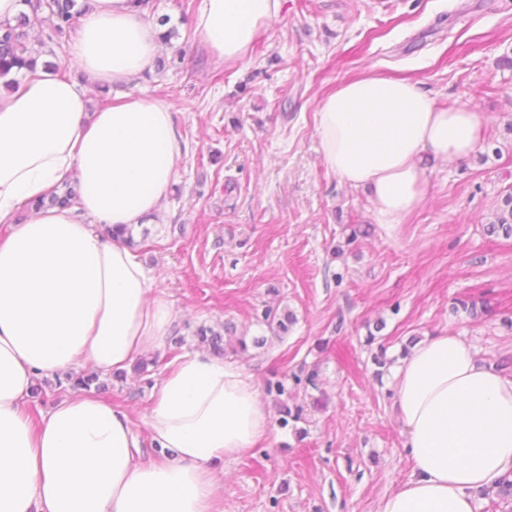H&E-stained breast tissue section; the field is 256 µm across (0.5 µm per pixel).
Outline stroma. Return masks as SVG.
Returning <instances> with one entry per match:
<instances>
[{"label":"stroma","instance_id":"stroma-1","mask_svg":"<svg viewBox=\"0 0 512 512\" xmlns=\"http://www.w3.org/2000/svg\"><path fill=\"white\" fill-rule=\"evenodd\" d=\"M199 4L159 0L177 32L163 55L182 48L180 67L108 91L167 101L180 133L176 189L134 236L183 343L164 342L144 374H99L94 393L128 409L144 436L154 387L172 357L199 350V327L228 322L246 340L265 337L238 360L256 382L307 363L320 369L318 386L297 392L299 427L275 428L268 447L225 462L226 512H377L412 474L391 378L374 376L377 346L391 357L411 338L451 334L512 379V330L501 324L512 315V238L484 230L512 186V68L502 63L512 0H284L249 58L231 66L198 42ZM370 70L489 120L469 157L426 159L428 194L401 224L378 223L368 193L331 175L319 152V100ZM356 224L371 234L347 244ZM470 297L492 315L452 313ZM268 306L294 315L286 334L262 323Z\"/></svg>","mask_w":512,"mask_h":512}]
</instances>
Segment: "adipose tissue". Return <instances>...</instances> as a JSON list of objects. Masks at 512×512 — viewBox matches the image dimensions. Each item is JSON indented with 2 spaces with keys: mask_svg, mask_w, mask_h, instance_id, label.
<instances>
[{
  "mask_svg": "<svg viewBox=\"0 0 512 512\" xmlns=\"http://www.w3.org/2000/svg\"><path fill=\"white\" fill-rule=\"evenodd\" d=\"M283 0H201L194 32L225 64L245 61ZM162 27L134 0H90L69 59L96 85L154 70ZM484 113L437 107L404 79L369 71L322 97L316 135L328 172L367 190L382 224L402 223L427 193L423 155L480 145ZM180 159L171 107L131 93L94 112L85 89L37 67L0 92V512H219L224 463L269 443L252 374L205 352L176 358L146 416L162 460H145L127 410L72 392L41 424L25 401L36 380L76 365L109 372L161 348L175 314L138 255L105 243L99 224H146ZM77 204L35 210L65 178ZM29 207L25 223L14 221ZM413 474L378 512H475L479 493L512 475V380L459 337L416 343L392 371Z\"/></svg>",
  "mask_w": 512,
  "mask_h": 512,
  "instance_id": "ef3b65f1",
  "label": "adipose tissue"
}]
</instances>
